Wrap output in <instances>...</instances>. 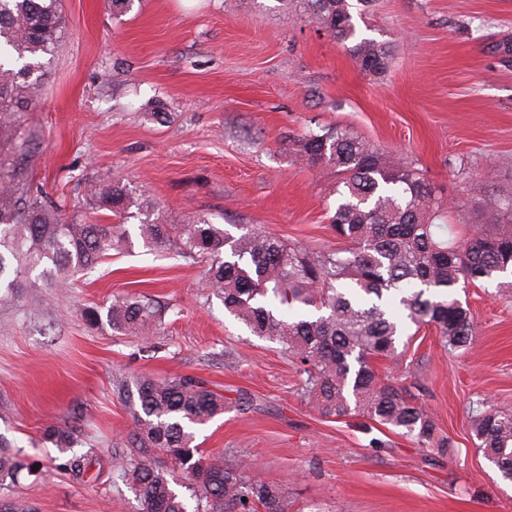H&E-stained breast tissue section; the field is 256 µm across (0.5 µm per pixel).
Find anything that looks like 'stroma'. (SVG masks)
<instances>
[{
	"instance_id": "stroma-1",
	"label": "stroma",
	"mask_w": 512,
	"mask_h": 512,
	"mask_svg": "<svg viewBox=\"0 0 512 512\" xmlns=\"http://www.w3.org/2000/svg\"><path fill=\"white\" fill-rule=\"evenodd\" d=\"M66 37L24 128L39 148L29 171L82 224H112L85 185L122 182L156 203L164 223L203 218L240 235L259 228L313 253L339 248L330 224L336 171L296 162L301 136L347 127L420 170L451 204L464 237L487 223L469 192L512 196V0H369L355 22L388 42L384 73H365L299 0H62ZM167 113L164 121L155 120ZM127 219L131 252L75 281L68 297L36 295L35 314L0 306V435L36 467L14 495L38 512H140L112 481V452L132 430L117 387L146 374L202 378L227 401L195 430L204 454L256 459L295 512H512V483L474 447L473 406L512 407V291L469 287L476 335L447 352L434 329L410 341L393 372L451 438V457L359 416H321L301 391V365L252 336L221 300L203 299L205 263L166 245L147 250ZM132 292L169 311L129 336L89 326L82 306ZM250 401L240 409L239 398ZM79 430L56 447L47 426ZM101 460L82 481L70 453Z\"/></svg>"
}]
</instances>
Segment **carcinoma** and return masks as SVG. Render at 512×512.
Segmentation results:
<instances>
[{
	"instance_id": "carcinoma-1",
	"label": "carcinoma",
	"mask_w": 512,
	"mask_h": 512,
	"mask_svg": "<svg viewBox=\"0 0 512 512\" xmlns=\"http://www.w3.org/2000/svg\"><path fill=\"white\" fill-rule=\"evenodd\" d=\"M62 0H0V121L22 133L24 112L34 100L33 71L54 54L65 37ZM309 14L335 39L348 45L367 73L387 71L386 42L357 32L349 0H305ZM35 144L19 137L12 157L0 158V305L25 288L67 292L77 276L91 274L112 252L131 247L130 235L112 224L68 220L61 205L26 175ZM297 158L336 169V206L331 224L345 246L314 254L291 247L262 230L238 237L201 220L189 228L156 219L140 224L146 247L172 244L183 256L208 265L204 294L252 335L278 343L302 364L304 394L325 417L362 416L422 444H436L441 457L454 452L437 438L433 417L411 391L382 374L374 361L397 363L402 337L411 326L435 327L446 350H464L473 339L469 310L457 290L490 281L512 269V198H495L475 180L470 192L493 212L492 229L477 225L464 240L448 225L449 208L423 174L341 127L309 130ZM87 199L122 217L131 208L155 210L119 182L88 185ZM301 306L318 316L288 311ZM92 326L130 335L164 313L132 293L113 296L105 307L87 306ZM118 393L132 406L128 445L112 460V481H121L141 512H290L281 487L267 482L245 457H208L192 446L194 429L225 411L224 397L188 375L156 379L139 375ZM476 448L512 482V410H471ZM58 448L77 442L73 429L52 426ZM88 454L73 455L63 468L77 481L92 465ZM32 470L22 451L0 436V493L17 474Z\"/></svg>"
}]
</instances>
